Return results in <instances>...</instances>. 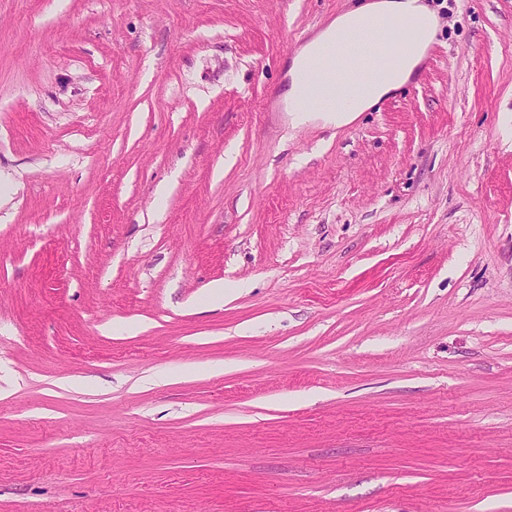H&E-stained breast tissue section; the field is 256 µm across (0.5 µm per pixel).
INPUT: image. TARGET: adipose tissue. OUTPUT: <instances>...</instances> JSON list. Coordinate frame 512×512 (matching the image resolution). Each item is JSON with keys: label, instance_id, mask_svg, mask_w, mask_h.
Returning <instances> with one entry per match:
<instances>
[{"label": "adipose tissue", "instance_id": "obj_1", "mask_svg": "<svg viewBox=\"0 0 512 512\" xmlns=\"http://www.w3.org/2000/svg\"><path fill=\"white\" fill-rule=\"evenodd\" d=\"M403 14L416 16L419 26L409 42L401 48L397 66L385 70L377 78L362 82L345 102L325 108L320 114H313L300 98L309 58L342 32L363 31L371 26L380 28L388 19ZM436 33V19L421 0H368L361 7L344 12L298 53L288 70L289 85L285 99L293 125L307 124L316 116L338 127L354 121L360 113L368 111L410 80Z\"/></svg>", "mask_w": 512, "mask_h": 512}]
</instances>
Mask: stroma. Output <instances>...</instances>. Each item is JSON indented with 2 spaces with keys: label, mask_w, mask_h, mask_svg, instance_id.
Wrapping results in <instances>:
<instances>
[{
  "label": "stroma",
  "mask_w": 512,
  "mask_h": 512,
  "mask_svg": "<svg viewBox=\"0 0 512 512\" xmlns=\"http://www.w3.org/2000/svg\"><path fill=\"white\" fill-rule=\"evenodd\" d=\"M364 2L0 0V512H512V0L264 111ZM417 1L379 0L344 12L298 53L288 69L289 85L285 96L288 112L292 114V124L305 125L313 120V112H320L319 117L325 123L342 127L408 82L423 58L428 44L437 33L434 15L425 4ZM403 14L415 15L420 24L404 47L397 49L394 44L391 46V52L398 51L401 55L398 65L388 68L377 78L362 82L348 100L335 107L324 108V110L308 109L300 99V95L306 79V64L309 58L344 31H363L371 26L381 28L388 19ZM432 60V56L426 54L421 66L427 69ZM310 80L306 91L307 104L317 106L326 98H340L346 92V85L334 79L322 70L320 61L314 60L310 65Z\"/></svg>",
  "instance_id": "35a3bbf8"
}]
</instances>
